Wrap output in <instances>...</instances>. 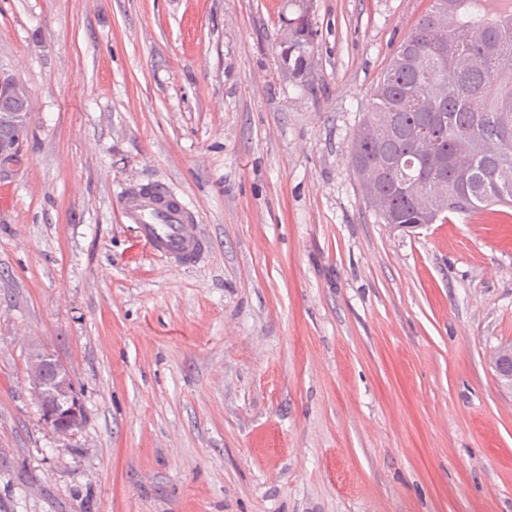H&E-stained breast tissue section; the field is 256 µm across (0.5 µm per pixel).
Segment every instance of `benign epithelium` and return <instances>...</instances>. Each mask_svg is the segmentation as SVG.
<instances>
[{
  "mask_svg": "<svg viewBox=\"0 0 512 512\" xmlns=\"http://www.w3.org/2000/svg\"><path fill=\"white\" fill-rule=\"evenodd\" d=\"M1 96L28 99L26 88L13 80H0ZM25 121L26 118L21 114H0V122H8L16 130L12 142L0 144L1 157H11L21 148L25 137ZM27 380L31 391L45 404L44 420L53 427L60 440H68L80 422L73 405L78 394L72 385L69 371L49 349L36 346L30 354Z\"/></svg>",
  "mask_w": 512,
  "mask_h": 512,
  "instance_id": "7a95c632",
  "label": "benign epithelium"
}]
</instances>
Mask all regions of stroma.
<instances>
[{
  "mask_svg": "<svg viewBox=\"0 0 512 512\" xmlns=\"http://www.w3.org/2000/svg\"><path fill=\"white\" fill-rule=\"evenodd\" d=\"M427 0H0V512H512V208L400 232L351 165ZM315 39L304 83L290 20ZM159 182L210 239L121 216ZM84 419L60 443L32 343ZM313 39V30L305 16L298 19L286 38L288 46H284L282 50V61L288 66V71H291L296 79L304 77L307 63L306 56L310 52ZM26 99L28 100V93L23 85L13 80H0V113L23 112V115L27 117L28 102L24 101ZM23 115L17 113L0 114V122H9L16 130L15 139L9 143L14 136V129L9 124L0 123V142L7 143L4 145L0 143V156L2 158L13 156L22 146L26 128V118ZM151 250L172 268L195 267L210 247L193 210L161 184H133L117 200Z\"/></svg>",
  "mask_w": 512,
  "mask_h": 512,
  "instance_id": "35a3bbf8",
  "label": "stroma"
}]
</instances>
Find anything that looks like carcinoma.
<instances>
[{
  "label": "carcinoma",
  "mask_w": 512,
  "mask_h": 512,
  "mask_svg": "<svg viewBox=\"0 0 512 512\" xmlns=\"http://www.w3.org/2000/svg\"><path fill=\"white\" fill-rule=\"evenodd\" d=\"M399 45L364 108L351 164L379 220L398 230L512 205V5L443 0ZM314 39L290 29L282 61L303 78Z\"/></svg>",
  "instance_id": "carcinoma-1"
}]
</instances>
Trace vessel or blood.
<instances>
[{
	"mask_svg": "<svg viewBox=\"0 0 512 512\" xmlns=\"http://www.w3.org/2000/svg\"><path fill=\"white\" fill-rule=\"evenodd\" d=\"M117 206L170 267H195L210 247L194 211L163 185H130L118 198Z\"/></svg>",
	"mask_w": 512,
	"mask_h": 512,
	"instance_id": "b4317fda",
	"label": "vessel or blood"
}]
</instances>
